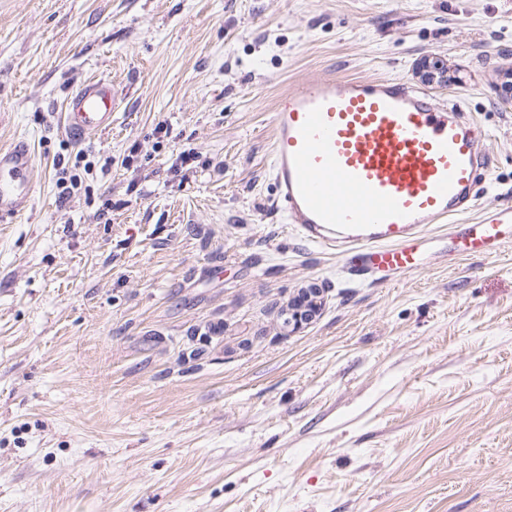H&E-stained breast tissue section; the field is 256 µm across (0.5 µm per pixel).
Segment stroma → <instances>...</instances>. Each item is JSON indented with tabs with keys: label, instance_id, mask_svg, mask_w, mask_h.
I'll return each mask as SVG.
<instances>
[{
	"label": "stroma",
	"instance_id": "35a3bbf8",
	"mask_svg": "<svg viewBox=\"0 0 512 512\" xmlns=\"http://www.w3.org/2000/svg\"><path fill=\"white\" fill-rule=\"evenodd\" d=\"M509 72L512 0H0V147L35 157L0 222V512H512V244L451 265L441 227L354 282L270 173L289 81L390 76L487 131L477 203L512 205ZM96 78L121 109L77 141ZM117 107L118 93L112 81L92 79L67 97L64 128L77 138L109 131ZM316 293L312 294L310 291H307L294 306L288 308V326L292 325L295 328L312 317L318 308V302L314 300L317 297Z\"/></svg>",
	"mask_w": 512,
	"mask_h": 512
}]
</instances>
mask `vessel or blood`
Returning a JSON list of instances; mask_svg holds the SVG:
<instances>
[{
	"label": "vessel or blood",
	"mask_w": 512,
	"mask_h": 512,
	"mask_svg": "<svg viewBox=\"0 0 512 512\" xmlns=\"http://www.w3.org/2000/svg\"><path fill=\"white\" fill-rule=\"evenodd\" d=\"M117 107L114 84L90 80L67 97L64 128L109 131ZM486 139L459 105L398 78L299 79L273 115L276 208L354 281L388 285L425 268L434 224L454 227L449 260L495 255L512 243V206L481 212L471 194ZM33 169L27 142L0 149V220L27 210Z\"/></svg>",
	"instance_id": "1"
}]
</instances>
